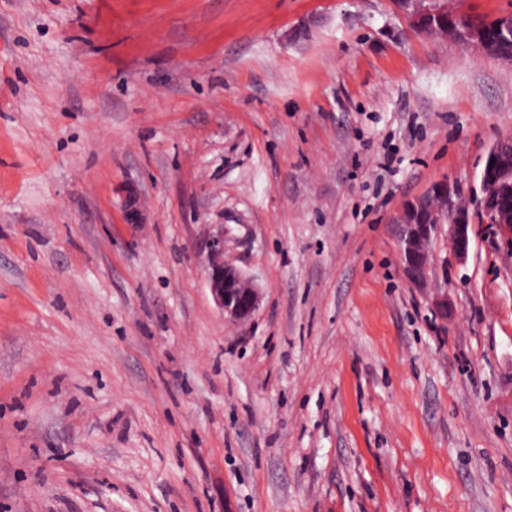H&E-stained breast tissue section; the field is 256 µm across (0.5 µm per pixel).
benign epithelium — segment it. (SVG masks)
Returning a JSON list of instances; mask_svg holds the SVG:
<instances>
[{
	"label": "benign epithelium",
	"instance_id": "7a95c632",
	"mask_svg": "<svg viewBox=\"0 0 512 512\" xmlns=\"http://www.w3.org/2000/svg\"><path fill=\"white\" fill-rule=\"evenodd\" d=\"M404 16L418 31L459 47L485 53L489 48L486 30L475 26L465 15L450 14L440 0H397ZM512 193V141H500L485 154L479 187L464 194L458 185L446 181L416 198L395 218L401 244V260L411 283L427 284L430 259L428 242L439 224L449 225L456 259L466 262L471 248L474 217L512 239V207L501 205ZM123 208L128 223H142L137 191L124 190ZM206 281L213 301L224 317L245 321L258 309L259 288L236 267L224 262L223 239L212 241L205 259Z\"/></svg>",
	"mask_w": 512,
	"mask_h": 512
}]
</instances>
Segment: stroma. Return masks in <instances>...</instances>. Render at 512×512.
Wrapping results in <instances>:
<instances>
[{
	"instance_id": "stroma-1",
	"label": "stroma",
	"mask_w": 512,
	"mask_h": 512,
	"mask_svg": "<svg viewBox=\"0 0 512 512\" xmlns=\"http://www.w3.org/2000/svg\"><path fill=\"white\" fill-rule=\"evenodd\" d=\"M509 139L394 0H0V512H512V242L393 224ZM205 269L213 301L225 318L245 321L257 311L259 288L238 268L224 262L223 238L212 241L205 259Z\"/></svg>"
}]
</instances>
